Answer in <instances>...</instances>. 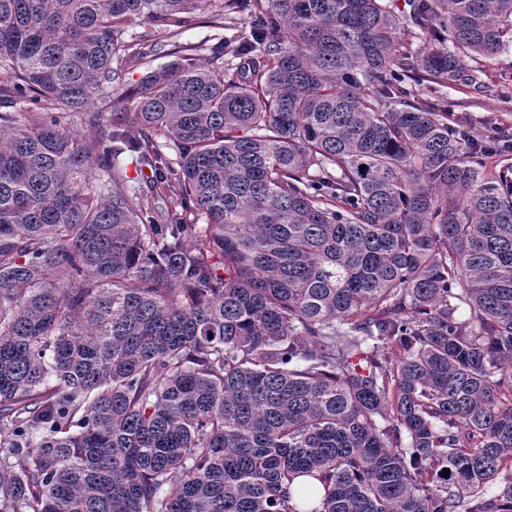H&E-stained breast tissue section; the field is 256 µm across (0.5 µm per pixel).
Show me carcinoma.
<instances>
[{"instance_id":"carcinoma-1","label":"carcinoma","mask_w":512,"mask_h":512,"mask_svg":"<svg viewBox=\"0 0 512 512\" xmlns=\"http://www.w3.org/2000/svg\"><path fill=\"white\" fill-rule=\"evenodd\" d=\"M243 8L117 90L136 23ZM410 19L0 0V512H512V179L404 83L512 48V0ZM224 14V23L231 24L234 26L228 27L225 26L224 31L223 30H217L214 28L209 27L207 24L199 23V22H193L186 28H184V31L180 36L177 38H171L169 40L167 39V33L162 32L158 35V39L169 41L171 44L173 42L177 43H199V42H206L208 46H211L212 44H215L218 41V38L222 37V35L229 37L234 33L245 31L246 24V14L243 12L240 15L231 13L229 14V11H225Z\"/></svg>"}]
</instances>
